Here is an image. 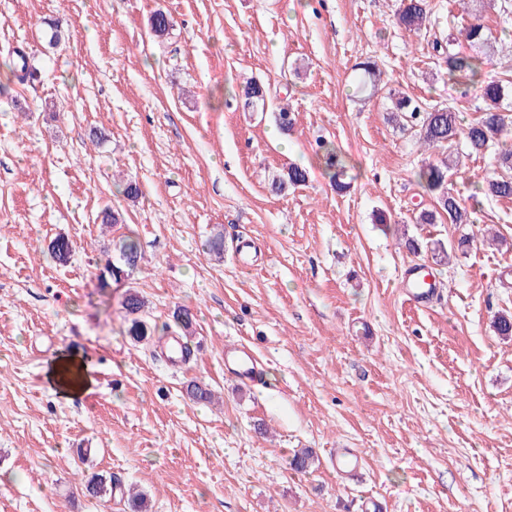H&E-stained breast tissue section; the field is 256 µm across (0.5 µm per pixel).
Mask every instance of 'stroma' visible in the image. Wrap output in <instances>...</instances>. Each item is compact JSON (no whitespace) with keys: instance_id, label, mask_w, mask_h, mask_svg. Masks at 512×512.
I'll return each mask as SVG.
<instances>
[{"instance_id":"35a3bbf8","label":"stroma","mask_w":512,"mask_h":512,"mask_svg":"<svg viewBox=\"0 0 512 512\" xmlns=\"http://www.w3.org/2000/svg\"><path fill=\"white\" fill-rule=\"evenodd\" d=\"M401 5L0 0V58L21 50L34 73L0 96V512H130L86 496L94 472L145 494L148 512H361L368 497L382 512H512V338L491 326L512 314V199L473 206V180L495 166L472 158L448 176L470 223H417L434 201L415 173L446 152L388 122L391 91L466 121L482 101L432 50L460 6L432 0L414 33L396 24ZM159 10L172 27L156 38ZM484 22L487 69L512 78V21L491 7ZM367 59L382 72L372 95L355 89ZM252 80L267 95L249 105ZM322 140L356 166L346 191L322 175ZM292 164L308 183L274 195ZM130 179L139 198L122 192ZM106 206L120 215L109 228ZM58 236L74 245L64 266L48 253ZM127 236L137 269L101 287ZM409 238L450 250L428 256L439 291L423 304L403 293ZM130 288L158 328L146 342L126 333ZM179 307L195 355L174 365L164 327ZM238 343L259 385L225 373ZM67 354L88 364L90 392L49 383ZM192 380L215 402L189 399ZM303 448L317 460L298 472ZM335 448L362 455V480L336 475Z\"/></svg>"}]
</instances>
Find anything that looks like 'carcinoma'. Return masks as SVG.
<instances>
[{
	"label": "carcinoma",
	"instance_id": "1",
	"mask_svg": "<svg viewBox=\"0 0 512 512\" xmlns=\"http://www.w3.org/2000/svg\"><path fill=\"white\" fill-rule=\"evenodd\" d=\"M465 10L471 11V21L463 27L459 34L464 37L470 51L462 52L441 45L434 46L439 51V57L448 71V79L469 89H478L483 107L480 116L473 122L462 124L458 113L447 107L428 110L414 98L401 93L394 98L395 115L393 119L401 123V128L415 132L422 144L427 148L452 146L458 140H463L467 156L478 157L489 151L495 145L494 161L503 170L499 176L482 178L473 184L471 199L478 205L486 199H512V142L498 143L497 137L502 135L512 125V118L502 107V102L509 97V88L498 77L485 71L486 60L476 49L487 43L486 29L482 21V13L489 0H462ZM430 9L427 0H406L397 15V24L410 31L419 32L429 21ZM153 34L163 37L168 34L171 22L168 16L158 11L150 19ZM322 150L319 156L323 174L330 184L338 191L350 188L349 171L351 164L347 157L336 150L331 143L320 144ZM459 158L448 156L438 163H428L420 166L415 176L422 190L432 195L442 213L454 224L470 222L466 209L462 208L457 198L448 188V171L457 167ZM308 180L306 168L292 165L287 172L272 180V190L280 193L286 186H299ZM53 260L59 265L70 262L73 246L69 239L59 236L49 245ZM141 251L138 243L132 238L122 240L119 250L121 265L109 263L106 265L101 278L119 279L134 271L139 264ZM128 327L127 334L136 342L145 341L153 335L155 329L143 318L145 301L135 290L125 292L123 301ZM188 396L196 401L205 402L212 399L211 389L201 381H191L186 386ZM113 479L104 474L95 473L85 483V491L91 497L112 498Z\"/></svg>",
	"mask_w": 512,
	"mask_h": 512
}]
</instances>
